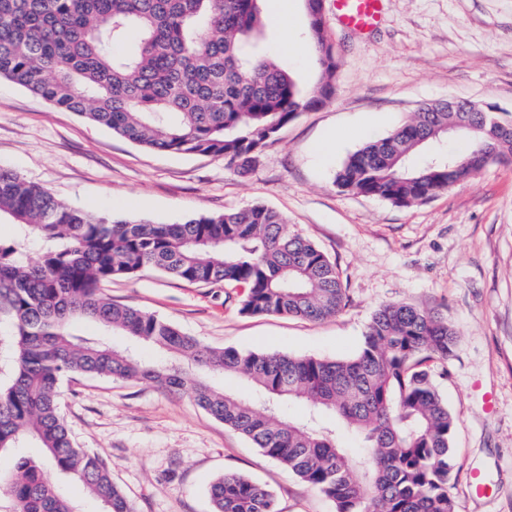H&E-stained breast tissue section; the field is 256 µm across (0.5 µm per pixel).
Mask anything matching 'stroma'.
I'll return each instance as SVG.
<instances>
[{"mask_svg":"<svg viewBox=\"0 0 512 512\" xmlns=\"http://www.w3.org/2000/svg\"><path fill=\"white\" fill-rule=\"evenodd\" d=\"M338 69L334 97L300 113L242 175L223 158L142 147L0 79V167L66 204L173 224L261 203L317 243L347 302L335 317L240 313L242 289L202 286L145 268L104 284L112 301L164 319L215 347L336 359L360 348L373 312L390 301L442 313L457 332L441 391L454 415L456 512H512V162L491 163L424 203L397 206L341 191L347 156L424 104L447 99L512 118V0H385L381 23L358 34L323 0ZM259 42L300 85L318 69L293 50L303 0H264ZM59 408L75 443L105 460L135 512H212L210 486L227 473L268 488L278 512H333L241 434L186 393L151 381L76 376ZM491 491L477 495L474 473Z\"/></svg>","mask_w":512,"mask_h":512,"instance_id":"obj_1","label":"stroma"}]
</instances>
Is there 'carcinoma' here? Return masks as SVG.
Masks as SVG:
<instances>
[{"label":"carcinoma","instance_id":"cac0c4a2","mask_svg":"<svg viewBox=\"0 0 512 512\" xmlns=\"http://www.w3.org/2000/svg\"><path fill=\"white\" fill-rule=\"evenodd\" d=\"M304 42L320 78L306 91L253 41L261 0H0V78L151 149L222 157L245 174L302 108L335 93L337 62L325 43L322 0H311ZM488 112L430 103L387 136L352 152L335 175L345 192L395 205L426 201L492 162L512 160V135L489 138ZM461 134L467 153L409 158ZM20 234L0 242V318L16 338L15 374L0 386V454L31 442L64 478L80 481L102 512H132L101 458L74 445L60 413L61 382L76 375L150 379L189 390L215 419L334 504L335 512H455L454 416L436 380L448 373L455 330L437 312L390 302L372 315L352 356L216 349L167 321L115 303L100 285L154 268L194 284L244 289L240 312L320 321L337 315L345 289L335 265L275 209L256 204L151 224L71 207L0 167V217ZM43 242L29 259L30 238ZM90 320L102 330L85 336ZM130 339L115 347L110 333ZM151 345L194 368L243 377L247 399L162 362ZM307 412L284 419V400ZM358 441L349 448L343 436ZM10 512H78L21 455L0 489ZM212 512H276L273 494L227 474L211 485Z\"/></svg>","mask_w":512,"mask_h":512}]
</instances>
